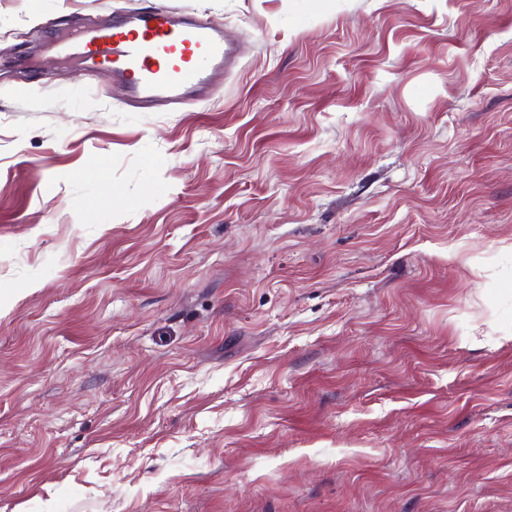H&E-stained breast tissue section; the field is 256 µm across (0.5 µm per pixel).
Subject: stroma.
Returning <instances> with one entry per match:
<instances>
[{"mask_svg": "<svg viewBox=\"0 0 512 512\" xmlns=\"http://www.w3.org/2000/svg\"><path fill=\"white\" fill-rule=\"evenodd\" d=\"M0 0V512H512V0H176L142 110Z\"/></svg>", "mask_w": 512, "mask_h": 512, "instance_id": "obj_1", "label": "stroma"}]
</instances>
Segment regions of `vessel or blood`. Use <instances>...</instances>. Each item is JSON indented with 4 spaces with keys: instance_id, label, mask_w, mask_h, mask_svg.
Here are the masks:
<instances>
[{
    "instance_id": "b4317fda",
    "label": "vessel or blood",
    "mask_w": 512,
    "mask_h": 512,
    "mask_svg": "<svg viewBox=\"0 0 512 512\" xmlns=\"http://www.w3.org/2000/svg\"><path fill=\"white\" fill-rule=\"evenodd\" d=\"M54 51L90 73L111 66L117 80L143 99H181L233 59L221 26L182 14L171 0L147 10H119L112 27L74 32L59 39Z\"/></svg>"
}]
</instances>
